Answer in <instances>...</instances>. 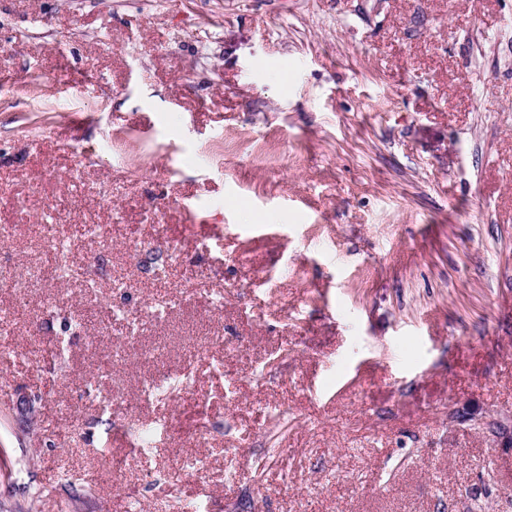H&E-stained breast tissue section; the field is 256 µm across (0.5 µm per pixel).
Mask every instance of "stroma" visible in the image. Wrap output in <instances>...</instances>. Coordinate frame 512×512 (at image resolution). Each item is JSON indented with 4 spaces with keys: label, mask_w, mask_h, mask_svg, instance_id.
<instances>
[{
    "label": "stroma",
    "mask_w": 512,
    "mask_h": 512,
    "mask_svg": "<svg viewBox=\"0 0 512 512\" xmlns=\"http://www.w3.org/2000/svg\"><path fill=\"white\" fill-rule=\"evenodd\" d=\"M1 52L0 512H512V0H0Z\"/></svg>",
    "instance_id": "35a3bbf8"
}]
</instances>
